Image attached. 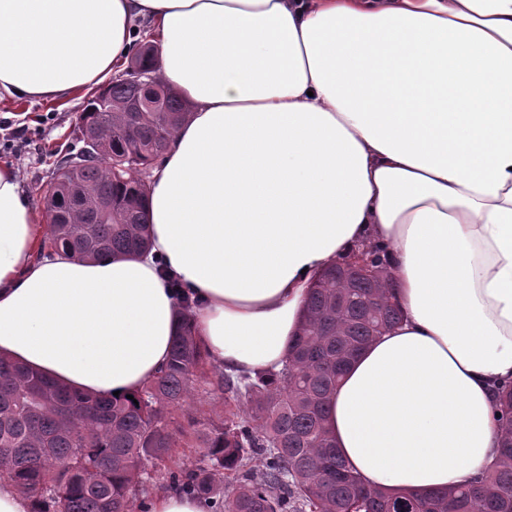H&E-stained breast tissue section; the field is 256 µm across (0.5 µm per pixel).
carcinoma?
I'll use <instances>...</instances> for the list:
<instances>
[{
  "label": "carcinoma",
  "instance_id": "1",
  "mask_svg": "<svg viewBox=\"0 0 512 512\" xmlns=\"http://www.w3.org/2000/svg\"><path fill=\"white\" fill-rule=\"evenodd\" d=\"M143 95L126 73L86 101L80 119L100 132L101 152L78 167L81 151L57 156L50 204L64 212L80 192L86 203L79 223L48 224L41 249L95 259L148 246L146 178L187 112L174 92L162 112L111 111ZM383 253L366 249L373 280L340 261L324 272L280 371L251 377L212 367L224 419L205 430L192 416L171 428V411L187 407L195 386L207 383L188 295L179 299L167 366L131 399L68 390L0 358V478L35 502L33 512H132L146 463L164 462L177 439L192 437L204 461L164 477L188 496L213 500L216 512H512V384L497 392V463L479 481L445 492L368 488L327 436L328 404L351 360L402 318L387 298Z\"/></svg>",
  "mask_w": 512,
  "mask_h": 512
}]
</instances>
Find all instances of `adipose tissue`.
<instances>
[{
    "instance_id": "ef3b65f1",
    "label": "adipose tissue",
    "mask_w": 512,
    "mask_h": 512,
    "mask_svg": "<svg viewBox=\"0 0 512 512\" xmlns=\"http://www.w3.org/2000/svg\"><path fill=\"white\" fill-rule=\"evenodd\" d=\"M137 19L190 110L152 170L150 248L39 257L0 163V357L134 394L168 361L177 282L213 365L276 372L320 275L382 244L402 320L349 365L330 436L371 487L490 468L512 380V0H0V99L104 85Z\"/></svg>"
}]
</instances>
